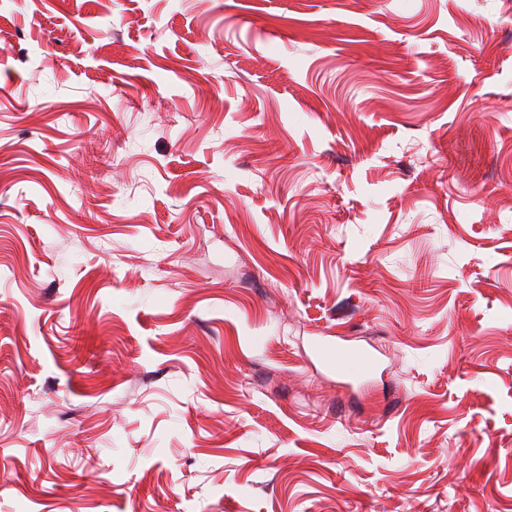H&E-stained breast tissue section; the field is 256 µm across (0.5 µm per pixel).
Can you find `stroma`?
Returning <instances> with one entry per match:
<instances>
[{"instance_id":"obj_1","label":"stroma","mask_w":512,"mask_h":512,"mask_svg":"<svg viewBox=\"0 0 512 512\" xmlns=\"http://www.w3.org/2000/svg\"><path fill=\"white\" fill-rule=\"evenodd\" d=\"M0 512H512V0H0Z\"/></svg>"}]
</instances>
